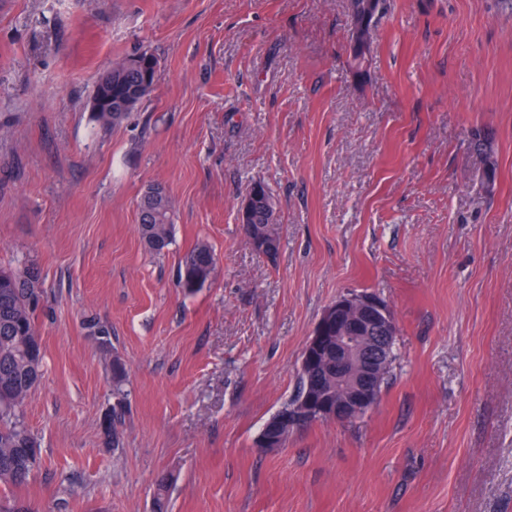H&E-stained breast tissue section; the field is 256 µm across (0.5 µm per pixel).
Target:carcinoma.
Returning a JSON list of instances; mask_svg holds the SVG:
<instances>
[{
  "label": "carcinoma",
  "instance_id": "obj_1",
  "mask_svg": "<svg viewBox=\"0 0 512 512\" xmlns=\"http://www.w3.org/2000/svg\"><path fill=\"white\" fill-rule=\"evenodd\" d=\"M385 5L386 0H349L351 27L360 28V35H352L351 40L372 46L374 22ZM141 61L142 65L136 68L130 65L131 57L124 58L112 66L109 86H94L91 101H96L102 92L112 96V111L93 113L98 124L112 127L121 124L153 92L158 61L147 50L141 51ZM137 215L146 247L151 252L162 253L172 241L169 195H158L147 209L143 201H138ZM244 232L261 234L279 245L278 219L274 217L271 197L255 203L252 223L244 227ZM215 268L212 249L205 244L198 245L185 256L181 265V287L189 292L201 288L212 278ZM40 299L42 288L36 268L0 267V485L6 489L25 486L38 466L34 450L39 444L25 423L23 408L43 367L42 347L36 342L40 337L37 323ZM111 374L118 402L105 420L109 431L122 421L124 387L129 374L125 362L117 355L112 357ZM299 376L296 394L281 407L284 412L313 391L312 376L306 371L299 372Z\"/></svg>",
  "mask_w": 512,
  "mask_h": 512
}]
</instances>
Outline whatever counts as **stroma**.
I'll list each match as a JSON object with an SVG mask.
<instances>
[{"instance_id":"obj_1","label":"stroma","mask_w":512,"mask_h":512,"mask_svg":"<svg viewBox=\"0 0 512 512\" xmlns=\"http://www.w3.org/2000/svg\"><path fill=\"white\" fill-rule=\"evenodd\" d=\"M350 43L347 0H0V266H35L44 291L24 407L41 461L16 497L155 512L168 473V512H512V15L387 0L366 76ZM143 49L154 91L99 125L98 77ZM256 180L279 219L271 258L237 221ZM157 183L161 255L137 221ZM201 242L217 267L189 293L177 272ZM351 290L396 318L376 404L262 453ZM116 355L129 396L110 432ZM144 210L143 197L137 204L141 237L149 251L160 254L172 241V203L167 192L158 194Z\"/></svg>"}]
</instances>
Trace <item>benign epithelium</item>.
<instances>
[{
    "mask_svg": "<svg viewBox=\"0 0 512 512\" xmlns=\"http://www.w3.org/2000/svg\"><path fill=\"white\" fill-rule=\"evenodd\" d=\"M261 196L256 185L241 200V224L249 223L252 206ZM396 335L391 308L374 292H347L327 306L302 352L301 366L312 370L317 354H324L326 369L336 373V402L304 397L297 409L264 425L263 445L283 441L319 416L349 423L369 411L378 399L379 378L392 356Z\"/></svg>",
    "mask_w": 512,
    "mask_h": 512,
    "instance_id": "obj_1",
    "label": "benign epithelium"
}]
</instances>
